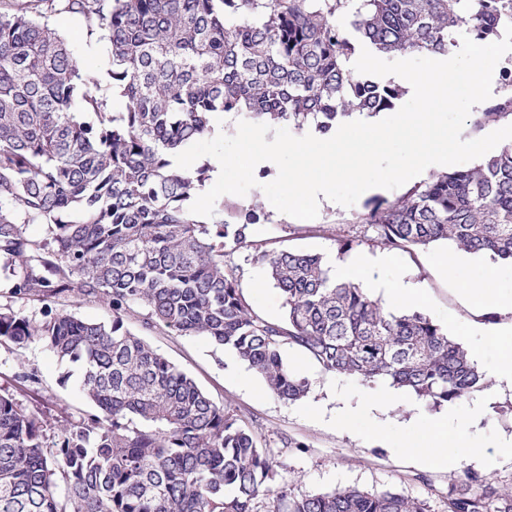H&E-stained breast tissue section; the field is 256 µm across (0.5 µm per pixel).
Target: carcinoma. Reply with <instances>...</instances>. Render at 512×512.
Returning <instances> with one entry per match:
<instances>
[{
	"label": "carcinoma",
	"mask_w": 512,
	"mask_h": 512,
	"mask_svg": "<svg viewBox=\"0 0 512 512\" xmlns=\"http://www.w3.org/2000/svg\"><path fill=\"white\" fill-rule=\"evenodd\" d=\"M39 14L0 10V288L42 304L33 320L0 308V344L38 339L79 364L96 412L50 420L0 391V512H431L399 491L272 488L277 462L234 411L131 331L142 325L203 336L232 350L286 401L310 381L283 360L291 347L324 371L383 381L431 407L489 387L466 348L420 311L386 309L336 280L319 254L269 253L251 239L258 208L237 224L189 211L210 179L173 158L217 114L327 132L355 112L391 110L399 86L346 66L340 27L382 53H442L463 28L477 41L512 24V0H34ZM79 14L109 46L100 80L51 24ZM504 102L474 114L476 131L512 120ZM118 94L121 112L110 110ZM93 114L89 122L85 115ZM360 221L381 243H446L512 262V144L444 172ZM42 224L30 238L26 225ZM248 252L280 289L270 321L245 298L224 257ZM99 302L112 322L67 306ZM447 512H512V489L467 475Z\"/></svg>",
	"instance_id": "carcinoma-1"
}]
</instances>
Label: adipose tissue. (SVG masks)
<instances>
[{
	"mask_svg": "<svg viewBox=\"0 0 512 512\" xmlns=\"http://www.w3.org/2000/svg\"><path fill=\"white\" fill-rule=\"evenodd\" d=\"M483 403H475L466 415L449 411L448 424H436L416 430L405 444L417 458L434 459L442 467L455 469L459 463L475 465L483 472H492L497 464V452L483 447L477 424L483 416Z\"/></svg>",
	"mask_w": 512,
	"mask_h": 512,
	"instance_id": "adipose-tissue-1",
	"label": "adipose tissue"
}]
</instances>
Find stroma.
Returning a JSON list of instances; mask_svg holds the SVG:
<instances>
[{"label": "stroma", "mask_w": 512, "mask_h": 512, "mask_svg": "<svg viewBox=\"0 0 512 512\" xmlns=\"http://www.w3.org/2000/svg\"><path fill=\"white\" fill-rule=\"evenodd\" d=\"M52 25L74 48L83 66L91 73L104 72L108 61L106 42L90 39L83 18L61 13ZM258 182L245 196L226 194L224 221L238 223L241 214L261 205L263 219L252 228V238L261 249L277 253L294 249L331 258L337 254V241L352 240L353 253L383 257L376 275L384 281H412L420 285L421 312L428 314L449 335L463 343L485 372H493L507 349L503 341L480 336L474 312L460 296L464 283H480L486 272H493L494 286L504 295L512 293V263L486 256H464L460 266L442 269L440 262L447 245L403 251L383 245L370 225L360 217L368 203L392 202L423 184V177L411 179L394 189H378L361 195L350 207H323L316 218L303 220L280 213L261 189L271 182V171H256ZM227 265L233 270L252 308L262 317L277 321L284 315L283 297L269 282L263 268L253 264L246 252L235 253ZM129 328L157 349L177 368L192 377L216 403L222 404L244 421L278 463L277 485L297 493H326L337 488L395 489L427 500L431 512H446L448 491L459 485L466 469L447 470L439 465H415L407 457L404 443L411 432L441 420L445 409H431L415 398H407L384 410H373L364 417L371 432L351 434L336 424V412L343 406L360 407L369 395L384 391L382 383L361 381L324 372L314 360L293 348H284L285 362L311 382L308 396L288 402L268 392L263 379L228 349L216 347L201 336H179L161 328L142 326L139 319ZM38 370V382L22 380L23 368ZM79 365L58 360L42 342L32 341L23 348L0 345V388L8 390L24 405L50 417L77 421L92 412V405L79 390ZM481 441L489 448L500 447L512 437V388L502 387L485 406Z\"/></svg>", "instance_id": "1"}]
</instances>
